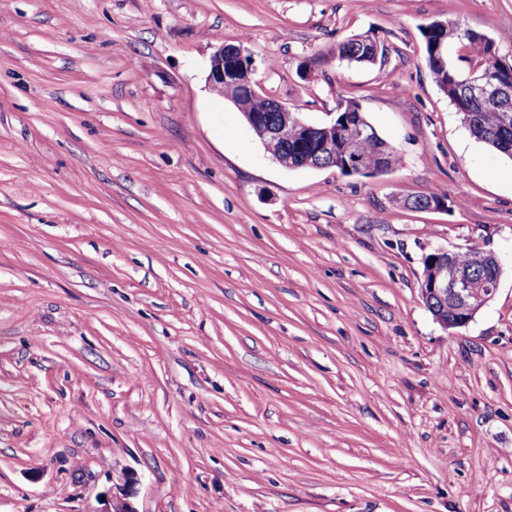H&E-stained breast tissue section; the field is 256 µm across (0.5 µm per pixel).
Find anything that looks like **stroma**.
<instances>
[{"label":"stroma","instance_id":"stroma-1","mask_svg":"<svg viewBox=\"0 0 512 512\" xmlns=\"http://www.w3.org/2000/svg\"><path fill=\"white\" fill-rule=\"evenodd\" d=\"M434 21L512 59V0H0V512H102L130 471L136 512H512V160ZM364 32L384 59L323 62ZM223 42L401 165L282 168L209 88ZM437 247L502 264L455 330ZM433 23L448 31L446 35L429 24L421 29L425 60L437 86L446 94L473 138L509 157L508 154H512V121L506 125L504 112L494 103L472 98L470 87L479 81L496 83L505 79L512 87V62L501 57L494 41L484 35L461 32L457 27L440 21ZM454 39L462 40L468 49L467 54L460 58L479 63V70L471 72L469 69L464 74L448 63L446 47Z\"/></svg>","mask_w":512,"mask_h":512}]
</instances>
